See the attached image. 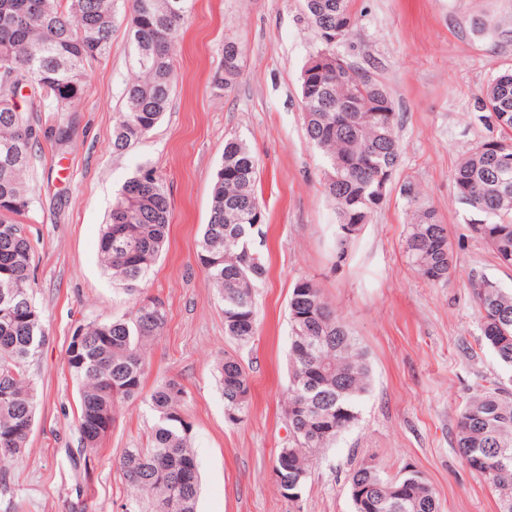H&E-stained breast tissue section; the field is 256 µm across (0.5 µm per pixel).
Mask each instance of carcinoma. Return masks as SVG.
Listing matches in <instances>:
<instances>
[{
    "label": "carcinoma",
    "mask_w": 512,
    "mask_h": 512,
    "mask_svg": "<svg viewBox=\"0 0 512 512\" xmlns=\"http://www.w3.org/2000/svg\"><path fill=\"white\" fill-rule=\"evenodd\" d=\"M305 14L319 46L308 60L336 55L327 39L338 27L349 34L357 16L354 0H304ZM130 56L135 74L125 85L112 148L124 152L160 123L176 86L172 49L189 12V0H130ZM115 0H0V478L23 456L35 426L36 394L29 360L44 344L41 313L33 302L34 246L20 217L32 206L30 177L36 149L48 137L72 141L71 114L90 85L91 64L112 50ZM31 88L23 108L18 95ZM300 101L308 138L321 151L324 190L336 212L335 253L346 259L384 198L377 187L391 182L399 166L393 101L367 69L341 75L316 64L303 67ZM477 108L498 129L465 156L453 174L454 193L469 214L472 233L512 267V169L497 166V147L512 151V126L493 121L512 115V68L498 69ZM56 114L45 130L38 113ZM259 164L239 136L224 139L221 164L211 192L197 259L224 303V329L237 342L256 334L255 289L266 274L251 244L264 215L255 194ZM412 210L405 253L429 283L448 279L454 254L446 225L436 210L418 203L412 183L401 187ZM171 219L170 199L152 168H139L113 202L99 240L101 267L133 297L124 315L76 326L84 341L69 344L66 363L80 381L77 427L84 455H97L104 437L102 414L143 397L149 367L147 350L167 321L163 302L142 303V285L159 259ZM482 341L501 367L512 373V290L482 274L470 279ZM290 378L284 415L288 447L278 450L273 472L280 492H303L317 456L359 420V404L369 388L367 352L310 279L295 282L288 301ZM225 419L238 425L251 402L249 376L226 353L216 365ZM187 392L176 379L149 395L157 420L144 448H125L118 459L135 494L126 512H196L200 472L192 450L193 425L185 412ZM455 448L470 469L486 476L497 512H512V388L496 381L460 412ZM353 512H438L432 487L420 476L390 478L363 464L349 480Z\"/></svg>",
    "instance_id": "carcinoma-1"
}]
</instances>
